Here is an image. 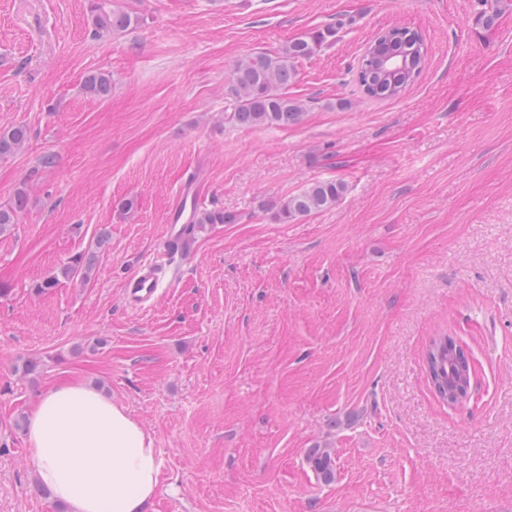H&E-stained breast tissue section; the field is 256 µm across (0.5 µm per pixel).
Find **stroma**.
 I'll return each instance as SVG.
<instances>
[{
	"label": "stroma",
	"mask_w": 512,
	"mask_h": 512,
	"mask_svg": "<svg viewBox=\"0 0 512 512\" xmlns=\"http://www.w3.org/2000/svg\"><path fill=\"white\" fill-rule=\"evenodd\" d=\"M112 3L142 24L98 38L89 0H0V130L28 131L0 158V204L29 195L0 233V512H59L24 421L73 382L153 436L145 512H512V0L490 28L477 0ZM326 25L335 43L288 88L298 124L225 120L239 59ZM394 26L422 34L424 71L399 98H366L358 59ZM99 71L105 99L81 89ZM190 174L201 209L231 220L197 225L153 308L131 313L123 284L163 260ZM329 179L345 185L336 206L277 219ZM93 250L90 284L38 290ZM436 336L474 363L454 406L425 371ZM308 458L320 479L325 483H331L335 477V461L332 458L330 449L313 448Z\"/></svg>",
	"instance_id": "stroma-1"
}]
</instances>
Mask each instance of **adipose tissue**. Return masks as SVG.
I'll use <instances>...</instances> for the list:
<instances>
[{
    "mask_svg": "<svg viewBox=\"0 0 512 512\" xmlns=\"http://www.w3.org/2000/svg\"><path fill=\"white\" fill-rule=\"evenodd\" d=\"M26 443L38 480L70 512H143L157 492L152 435L94 387L48 390L30 412Z\"/></svg>",
    "mask_w": 512,
    "mask_h": 512,
    "instance_id": "1",
    "label": "adipose tissue"
}]
</instances>
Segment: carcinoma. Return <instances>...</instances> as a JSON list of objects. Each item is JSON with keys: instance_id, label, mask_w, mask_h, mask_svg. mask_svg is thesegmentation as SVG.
Returning a JSON list of instances; mask_svg holds the SVG:
<instances>
[{"instance_id": "1", "label": "carcinoma", "mask_w": 512, "mask_h": 512, "mask_svg": "<svg viewBox=\"0 0 512 512\" xmlns=\"http://www.w3.org/2000/svg\"><path fill=\"white\" fill-rule=\"evenodd\" d=\"M91 25L96 36L104 37L116 30L136 28L142 18L123 9H114L109 0H91ZM336 27L328 25L288 42L278 53L255 51L235 64L227 86L225 119L237 126H288L298 123L305 111L304 105L288 96V86L297 77L296 63L319 52L335 41ZM428 46L422 35L409 28H390L377 33L366 45L356 68V81L361 92L370 99H390L400 96L420 77ZM82 89L92 97L105 98L112 93V76L107 73L88 75ZM28 139L27 129L15 126L0 131V156L7 157L21 151ZM344 193L341 182L317 181L304 190L283 198L278 207V218L283 222L296 220L336 205ZM28 194L21 187L10 203L0 205V232L16 223L26 208ZM96 256H80L37 284L42 291L59 285V278L90 281ZM431 340L425 353L429 381L437 398L448 402V384L455 372L472 375L474 366L462 350L448 354V345L440 346ZM309 462L325 483L335 477L334 460L328 448H313Z\"/></svg>"}]
</instances>
